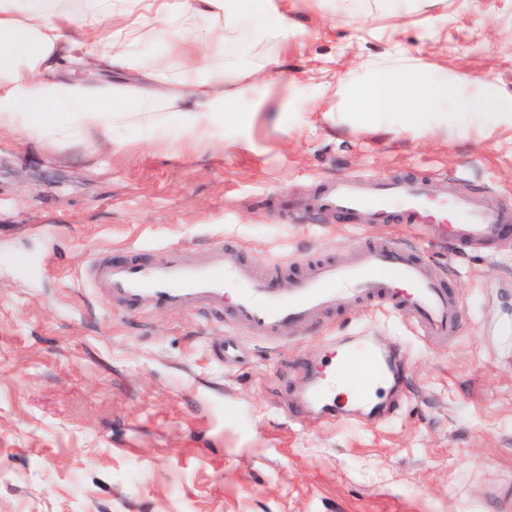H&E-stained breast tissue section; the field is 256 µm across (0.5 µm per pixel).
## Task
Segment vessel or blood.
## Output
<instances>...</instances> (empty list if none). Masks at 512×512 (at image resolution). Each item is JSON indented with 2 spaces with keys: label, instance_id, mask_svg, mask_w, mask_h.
<instances>
[{
  "label": "vessel or blood",
  "instance_id": "vessel-or-blood-1",
  "mask_svg": "<svg viewBox=\"0 0 512 512\" xmlns=\"http://www.w3.org/2000/svg\"><path fill=\"white\" fill-rule=\"evenodd\" d=\"M488 196V190L462 187L452 174L438 180L345 176L324 184L313 206L348 224H408L431 244L482 253L505 239L512 222V212L492 205ZM233 248L227 241L197 257L181 247L148 253L132 246L120 256L91 255L85 274L110 308L137 315L207 312L252 337L288 340L326 310L357 304L401 315L418 335L434 340L461 333L462 298L433 276L418 246L375 237L352 255L270 260L260 267L246 257L225 264V252ZM405 357L399 349L358 343L347 348L337 370L347 373L361 363L378 381L398 375ZM299 367L311 380L300 388L291 419L329 413L324 360L306 358Z\"/></svg>",
  "mask_w": 512,
  "mask_h": 512
}]
</instances>
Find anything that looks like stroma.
<instances>
[{"label": "stroma", "instance_id": "1", "mask_svg": "<svg viewBox=\"0 0 512 512\" xmlns=\"http://www.w3.org/2000/svg\"><path fill=\"white\" fill-rule=\"evenodd\" d=\"M302 24L268 44L248 95L250 122L177 148L127 128L111 148H50L0 134V512H512V241L492 254L426 246L432 271L462 297L463 331L440 345L402 318L347 306L294 339L235 337L241 361L212 352L225 328L202 314L120 313L82 267L91 251L219 239L256 263L334 257L367 236L408 240L404 224H344L297 215L322 183L451 172L512 207V130L449 140L336 127L315 104L309 70L337 80L384 58H408L512 91V0H448L432 19L394 21L381 0L350 17L295 0ZM301 88L298 119L277 123L282 82ZM405 348L407 398L371 424L349 412L368 383L337 391L335 419L288 406L306 383L293 362L320 339Z\"/></svg>", "mask_w": 512, "mask_h": 512}]
</instances>
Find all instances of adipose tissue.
Wrapping results in <instances>:
<instances>
[{"instance_id": "ef3b65f1", "label": "adipose tissue", "mask_w": 512, "mask_h": 512, "mask_svg": "<svg viewBox=\"0 0 512 512\" xmlns=\"http://www.w3.org/2000/svg\"><path fill=\"white\" fill-rule=\"evenodd\" d=\"M296 31L293 0H0V132L64 148L111 142L132 123L158 138L172 119L197 148L255 86L252 49ZM229 37L237 55L224 53ZM101 71L114 82L83 78ZM321 94L327 118L354 131L396 115L415 137L512 130L511 92L433 65L388 62Z\"/></svg>"}]
</instances>
